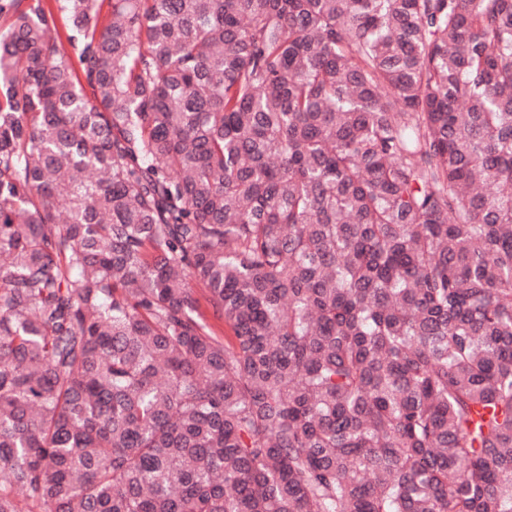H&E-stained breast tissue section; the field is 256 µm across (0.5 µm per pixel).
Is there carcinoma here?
Returning a JSON list of instances; mask_svg holds the SVG:
<instances>
[{
	"instance_id": "1",
	"label": "carcinoma",
	"mask_w": 512,
	"mask_h": 512,
	"mask_svg": "<svg viewBox=\"0 0 512 512\" xmlns=\"http://www.w3.org/2000/svg\"><path fill=\"white\" fill-rule=\"evenodd\" d=\"M58 2L0 0V512H512V0Z\"/></svg>"
}]
</instances>
